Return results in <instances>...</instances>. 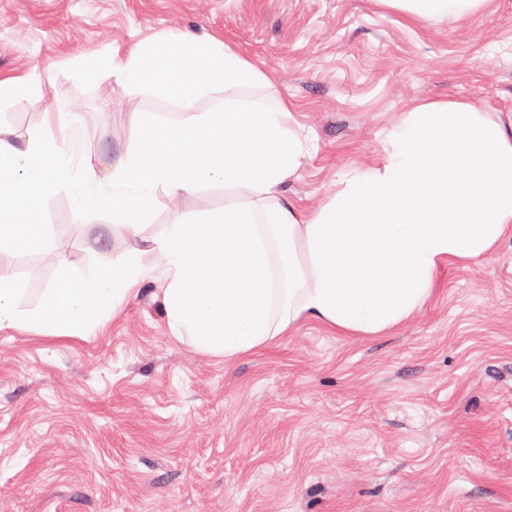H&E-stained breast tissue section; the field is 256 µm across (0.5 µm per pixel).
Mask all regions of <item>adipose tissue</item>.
<instances>
[{
  "instance_id": "1",
  "label": "adipose tissue",
  "mask_w": 512,
  "mask_h": 512,
  "mask_svg": "<svg viewBox=\"0 0 512 512\" xmlns=\"http://www.w3.org/2000/svg\"><path fill=\"white\" fill-rule=\"evenodd\" d=\"M376 2L417 21L455 22L486 0ZM97 67L183 114L176 123H139L136 151L112 165L111 193H74V217L109 203L113 223L142 245L90 279H62L32 313L17 308L18 285L0 271V330L85 340L107 307L154 281L173 336L228 361L311 321L344 336H379L423 308L442 267L477 260L512 236V122L475 101L415 105L388 133L380 159L352 169L308 214L281 187L309 156L311 140L288 101L260 107L236 99L266 78L230 45L162 37ZM215 87L224 90L223 109L198 111ZM70 164L51 133L22 149L0 139L1 257L42 243L39 209ZM216 183L224 201L207 220L148 233L156 191L191 195Z\"/></svg>"
}]
</instances>
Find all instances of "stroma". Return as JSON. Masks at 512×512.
I'll return each mask as SVG.
<instances>
[{"instance_id":"stroma-1","label":"stroma","mask_w":512,"mask_h":512,"mask_svg":"<svg viewBox=\"0 0 512 512\" xmlns=\"http://www.w3.org/2000/svg\"><path fill=\"white\" fill-rule=\"evenodd\" d=\"M168 35L230 44L268 79L243 98L292 104L315 151L282 190L310 212L415 104L512 119V0L457 23L375 0H0V79L42 84L0 102V138L25 147L56 113L73 171L111 183L134 114H182L91 66ZM74 189L43 201V243L10 259L20 310L138 244L109 206L73 222ZM223 199L156 191L151 229ZM0 512H512V237L446 267L384 336L309 322L227 362L172 337L151 281L87 340L0 330Z\"/></svg>"}]
</instances>
